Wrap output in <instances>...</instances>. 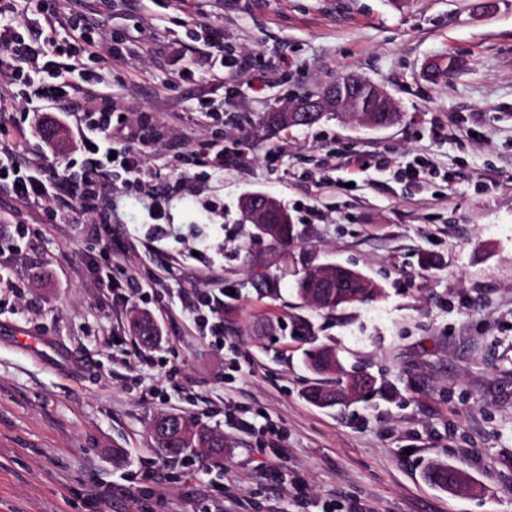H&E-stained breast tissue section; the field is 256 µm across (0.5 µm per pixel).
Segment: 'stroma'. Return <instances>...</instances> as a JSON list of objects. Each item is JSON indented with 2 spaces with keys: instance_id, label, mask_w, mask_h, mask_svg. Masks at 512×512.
Wrapping results in <instances>:
<instances>
[{
  "instance_id": "1",
  "label": "stroma",
  "mask_w": 512,
  "mask_h": 512,
  "mask_svg": "<svg viewBox=\"0 0 512 512\" xmlns=\"http://www.w3.org/2000/svg\"><path fill=\"white\" fill-rule=\"evenodd\" d=\"M490 2L97 0L91 21L126 47L95 63L100 89L154 131L116 148L143 152L156 177L130 192L114 174L94 225L40 223L41 204L0 193L13 233L0 241V512H512V0ZM198 21L223 30L246 73L178 79L206 49ZM448 56L453 75L430 77ZM345 75L383 86L400 122L330 115L242 137L246 121ZM24 91L0 110L63 173L79 143L67 126L42 142L18 109ZM199 140L244 160L195 166ZM355 152L369 168L354 172ZM425 160L436 177L407 181ZM249 193L275 198L299 238L256 235L240 209ZM306 250L361 271L380 296L306 306L293 290ZM106 269L138 294L100 288ZM198 291L223 299V344L187 309ZM141 310L161 331L151 349L130 331ZM297 316L315 342L294 338ZM318 345L336 349L340 380L367 372L381 391L308 402ZM168 411L222 432L223 461L162 456L149 428ZM434 459L469 488L430 484Z\"/></svg>"
}]
</instances>
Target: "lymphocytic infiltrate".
I'll list each match as a JSON object with an SVG mask.
<instances>
[{
	"mask_svg": "<svg viewBox=\"0 0 512 512\" xmlns=\"http://www.w3.org/2000/svg\"><path fill=\"white\" fill-rule=\"evenodd\" d=\"M122 55V47L88 24L84 0L63 18L57 14L56 0H0V72H9L13 82L31 89V96L22 100L23 111L37 103L47 112L68 107L84 145L76 172L50 176L42 156L18 165L15 155L22 132L0 118V181L17 200L40 202L44 223H56L70 210L95 223L99 199L111 187L114 169L126 172L130 189L139 188L150 174L142 156L113 155V140H139L144 131L116 117L111 98L98 91L93 75L85 71L86 61Z\"/></svg>",
	"mask_w": 512,
	"mask_h": 512,
	"instance_id": "f902f5d3",
	"label": "lymphocytic infiltrate"
}]
</instances>
